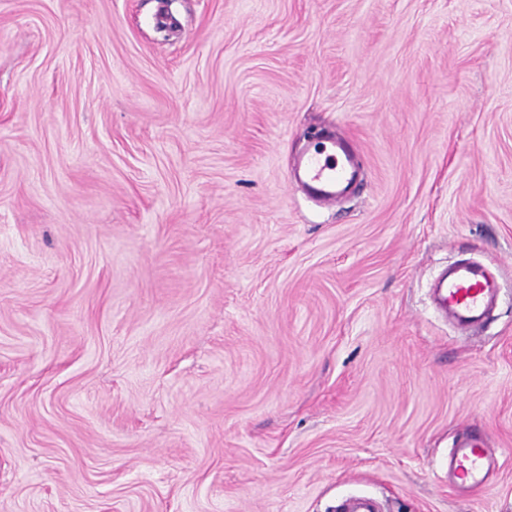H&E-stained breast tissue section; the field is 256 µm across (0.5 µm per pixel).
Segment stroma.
<instances>
[{
	"mask_svg": "<svg viewBox=\"0 0 512 512\" xmlns=\"http://www.w3.org/2000/svg\"><path fill=\"white\" fill-rule=\"evenodd\" d=\"M461 258L501 285L465 336ZM354 496L512 512V0H0V512ZM357 174L356 148L338 136H328L307 151L298 164L297 178L327 203L342 198L344 185ZM433 288L437 307L466 333L484 320L501 287L483 266L460 263L442 271ZM491 460L485 440L478 435H468L456 444L448 461V480L467 490L486 485Z\"/></svg>",
	"mask_w": 512,
	"mask_h": 512,
	"instance_id": "stroma-1",
	"label": "stroma"
}]
</instances>
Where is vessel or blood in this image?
Masks as SVG:
<instances>
[{
    "label": "vessel or blood",
    "instance_id": "vessel-or-blood-1",
    "mask_svg": "<svg viewBox=\"0 0 512 512\" xmlns=\"http://www.w3.org/2000/svg\"><path fill=\"white\" fill-rule=\"evenodd\" d=\"M357 174L356 149L349 141L328 136L307 151L298 164L297 178L325 202L341 199L346 183ZM500 285L483 266L461 263L440 273L434 283V301L449 313L461 332H469L481 323L497 301ZM491 460L485 440L470 435L456 444L448 461V479L465 489L486 485Z\"/></svg>",
    "mask_w": 512,
    "mask_h": 512
}]
</instances>
